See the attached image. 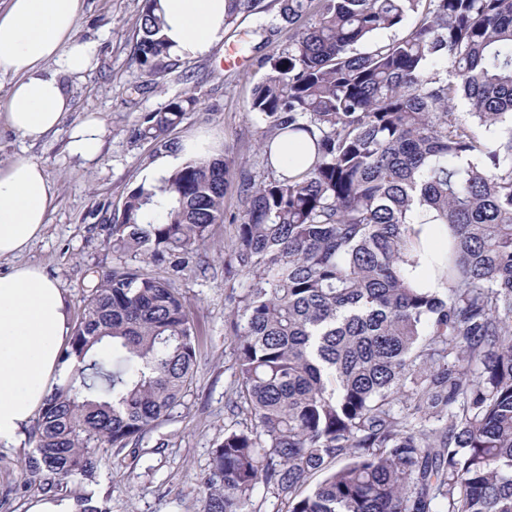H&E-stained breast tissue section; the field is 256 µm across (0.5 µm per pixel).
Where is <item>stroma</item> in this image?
<instances>
[{
  "instance_id": "stroma-1",
  "label": "stroma",
  "mask_w": 512,
  "mask_h": 512,
  "mask_svg": "<svg viewBox=\"0 0 512 512\" xmlns=\"http://www.w3.org/2000/svg\"><path fill=\"white\" fill-rule=\"evenodd\" d=\"M144 0H84L76 33L94 39L100 51L92 70L73 80V110L57 132L31 142L15 134L0 113V165L25 156L41 161L56 188L41 239L21 256L39 266L69 295L73 315H80L88 288L118 262L107 227L120 215L127 193L142 184L157 156L148 140L132 132L143 116L173 98L194 96L180 124L169 133L175 142L203 134L231 161L232 183L224 196V221L215 225L206 252L207 274L189 273L177 285L191 306L199 350L194 377L183 402L169 419L144 439L138 456L129 452L104 460L96 483L68 482L62 497L92 493L109 499L112 512H201L197 481L211 466L212 451L234 423L225 406L231 380V338L225 327L226 296L242 276L224 277V261L237 235L241 180L259 181L268 171L257 145L265 128L250 110L251 90L265 71L260 54L241 50L244 31L275 24L271 45L287 41L290 30L277 26L281 0H260L257 14L229 25L210 53L192 61L168 58L162 76L148 74L134 57L136 20ZM101 119L106 137L100 156L86 160L70 155L65 144L72 125L87 116ZM30 442L0 447V512H27L42 497L37 488L23 489V459Z\"/></svg>"
}]
</instances>
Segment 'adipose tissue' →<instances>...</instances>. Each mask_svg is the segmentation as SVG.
I'll return each instance as SVG.
<instances>
[{"label": "adipose tissue", "mask_w": 512, "mask_h": 512, "mask_svg": "<svg viewBox=\"0 0 512 512\" xmlns=\"http://www.w3.org/2000/svg\"><path fill=\"white\" fill-rule=\"evenodd\" d=\"M225 0H158L156 13L171 57L208 54L224 38ZM84 0H5L0 6V76L11 77L6 119L12 131L38 141L57 131L71 110L66 80L90 71L98 44L77 36ZM105 127L89 116L69 135L71 154L97 157ZM211 141L194 136L155 159L146 186L160 185L191 157L208 158ZM55 189L41 162L20 157L0 166V257H16L42 236ZM72 311L66 292L40 267L0 271V446L19 445L45 400L77 365L64 359Z\"/></svg>", "instance_id": "obj_1"}]
</instances>
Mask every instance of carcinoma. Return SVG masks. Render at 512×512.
Returning <instances> with one entry per match:
<instances>
[{
  "label": "carcinoma",
  "mask_w": 512,
  "mask_h": 512,
  "mask_svg": "<svg viewBox=\"0 0 512 512\" xmlns=\"http://www.w3.org/2000/svg\"><path fill=\"white\" fill-rule=\"evenodd\" d=\"M420 2L282 0L280 22L316 19L260 59L250 109L267 165L275 138L295 134L314 159L240 188L225 267L245 278L227 294L238 421L198 483L202 512H262L260 489L286 512H512V0ZM156 3L134 55L158 76ZM258 4L225 0V24ZM194 103L147 113L134 139L173 148ZM229 179L222 157L186 160L158 187L161 217L154 191H129L109 232L136 264L90 290L65 351L85 366L46 400L28 484L93 483L180 405L199 339L176 282L203 268ZM419 208L448 227V251H427ZM422 258L442 294L412 282Z\"/></svg>",
  "instance_id": "carcinoma-1"
}]
</instances>
